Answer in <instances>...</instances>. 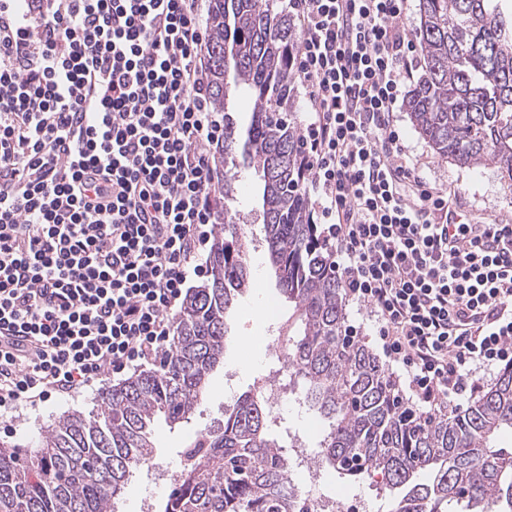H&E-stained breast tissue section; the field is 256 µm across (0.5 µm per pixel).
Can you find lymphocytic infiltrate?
I'll list each match as a JSON object with an SVG mask.
<instances>
[{
	"mask_svg": "<svg viewBox=\"0 0 512 512\" xmlns=\"http://www.w3.org/2000/svg\"><path fill=\"white\" fill-rule=\"evenodd\" d=\"M310 214L341 288L434 410L512 363V224L408 162L407 0H288ZM202 0H0V408L164 355L218 223Z\"/></svg>",
	"mask_w": 512,
	"mask_h": 512,
	"instance_id": "1",
	"label": "lymphocytic infiltrate"
}]
</instances>
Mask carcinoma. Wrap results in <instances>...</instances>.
Wrapping results in <instances>:
<instances>
[{"mask_svg": "<svg viewBox=\"0 0 512 512\" xmlns=\"http://www.w3.org/2000/svg\"><path fill=\"white\" fill-rule=\"evenodd\" d=\"M424 74L407 101L421 136L443 159L493 165L512 181V0H419ZM299 36L279 0H210L206 84L224 114V167L215 197L209 275L175 314V334L156 367L103 394L89 415L68 413L34 449L0 452V512H117L129 480L152 463V426L188 422L214 369L224 363L228 320L250 288L251 240L236 182L263 180V230L280 294L298 325L286 337L288 388L320 423L318 458L351 482L376 475L393 512H512V453L495 445L512 432V366L462 414L424 416L404 406L367 345L347 331L341 287L327 247L309 223L295 111ZM250 99L242 127L229 103ZM260 394L241 393L218 430L197 434L159 512H300L284 435Z\"/></svg>", "mask_w": 512, "mask_h": 512, "instance_id": "cac0c4a2", "label": "carcinoma"}]
</instances>
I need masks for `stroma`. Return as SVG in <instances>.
I'll return each mask as SVG.
<instances>
[{"mask_svg":"<svg viewBox=\"0 0 512 512\" xmlns=\"http://www.w3.org/2000/svg\"><path fill=\"white\" fill-rule=\"evenodd\" d=\"M398 126L409 157L426 181L437 187L456 192L465 211L481 222L499 220L512 223V182L504 180L491 165L460 166L438 157L416 131L407 108L397 114ZM274 278L259 275L249 293L233 312L224 348V365L213 372L206 395L198 405L189 424L169 427L164 420L153 426L156 451L149 469L137 472L128 483L120 506L121 512H141L144 502L155 500L168 486L160 481L161 473L176 468L188 442L200 431L218 425L224 419V408L233 392H245L261 380L274 378L280 368L275 351L281 322L288 318L287 307L278 315L256 319L253 308L257 301L278 297ZM126 373L106 374L97 387H90L71 396H52L48 401L31 407L19 405L17 410L0 416V445L30 448L31 439L41 429L64 413H91L97 407L102 390L126 380ZM379 478L360 483L347 482L338 475H328L318 487L319 493L342 497L360 494L370 499L371 512H391V500L380 489Z\"/></svg>","mask_w":512,"mask_h":512,"instance_id":"stroma-1","label":"stroma"}]
</instances>
